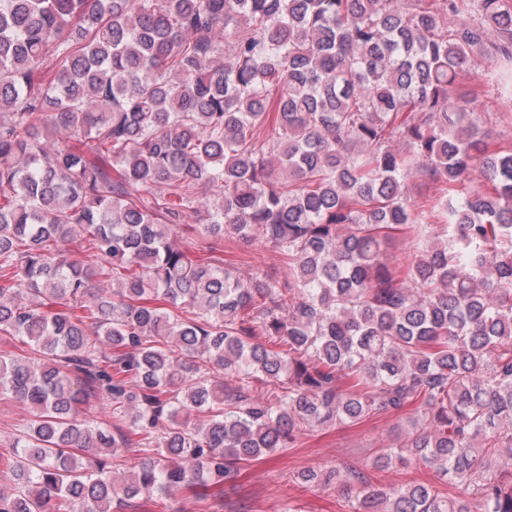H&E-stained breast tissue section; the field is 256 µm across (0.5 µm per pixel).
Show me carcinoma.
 <instances>
[{"label": "carcinoma", "instance_id": "1", "mask_svg": "<svg viewBox=\"0 0 512 512\" xmlns=\"http://www.w3.org/2000/svg\"><path fill=\"white\" fill-rule=\"evenodd\" d=\"M483 63L512 66V0H0V344L25 345L0 397L28 412L0 512L157 506L387 414L408 429L371 467L461 494L299 482L512 512V148L471 108ZM411 179L456 195L417 206ZM189 232L263 243L288 281ZM372 478L375 482L394 484L430 482L437 486L440 492L446 495H448V492L451 494L458 492L455 488L448 486L447 483L437 480L431 471L415 464L397 465L386 471L374 470L372 471Z\"/></svg>", "mask_w": 512, "mask_h": 512}]
</instances>
